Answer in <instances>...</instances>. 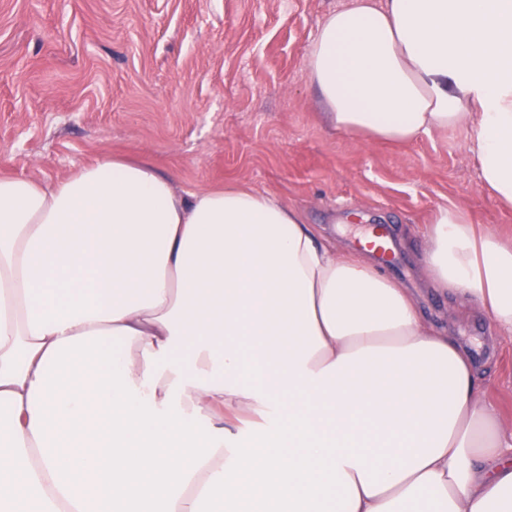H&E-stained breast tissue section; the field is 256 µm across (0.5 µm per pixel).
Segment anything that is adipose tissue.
<instances>
[{"label": "adipose tissue", "mask_w": 512, "mask_h": 512, "mask_svg": "<svg viewBox=\"0 0 512 512\" xmlns=\"http://www.w3.org/2000/svg\"><path fill=\"white\" fill-rule=\"evenodd\" d=\"M306 71L338 132L471 128L512 207V0H345ZM423 263L512 333V244L444 206ZM0 512H512V434L302 211L103 157L0 176Z\"/></svg>", "instance_id": "ef3b65f1"}]
</instances>
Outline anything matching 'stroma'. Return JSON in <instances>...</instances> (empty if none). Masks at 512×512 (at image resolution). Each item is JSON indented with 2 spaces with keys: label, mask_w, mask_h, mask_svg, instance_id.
Masks as SVG:
<instances>
[{
  "label": "stroma",
  "mask_w": 512,
  "mask_h": 512,
  "mask_svg": "<svg viewBox=\"0 0 512 512\" xmlns=\"http://www.w3.org/2000/svg\"><path fill=\"white\" fill-rule=\"evenodd\" d=\"M343 0H0V173L52 182L105 155L147 160L178 187L236 182L301 210L337 249L393 225L424 323L470 353L512 433V334L436 288L421 256L434 212L457 205L512 239L482 188L471 129L392 145L337 133L306 58Z\"/></svg>",
  "instance_id": "stroma-1"
}]
</instances>
